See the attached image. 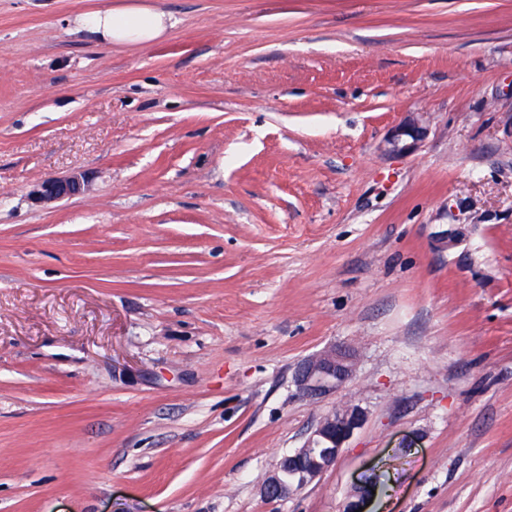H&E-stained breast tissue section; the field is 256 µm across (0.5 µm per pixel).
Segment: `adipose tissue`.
Instances as JSON below:
<instances>
[{
  "label": "adipose tissue",
  "mask_w": 512,
  "mask_h": 512,
  "mask_svg": "<svg viewBox=\"0 0 512 512\" xmlns=\"http://www.w3.org/2000/svg\"><path fill=\"white\" fill-rule=\"evenodd\" d=\"M80 29L109 46H144L162 38L172 24L165 11L142 4L95 9L76 20Z\"/></svg>",
  "instance_id": "ef3b65f1"
}]
</instances>
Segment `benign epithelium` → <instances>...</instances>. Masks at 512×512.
<instances>
[{"label": "benign epithelium", "mask_w": 512, "mask_h": 512, "mask_svg": "<svg viewBox=\"0 0 512 512\" xmlns=\"http://www.w3.org/2000/svg\"><path fill=\"white\" fill-rule=\"evenodd\" d=\"M428 128L419 119L408 117L396 125L388 134L386 144L393 152L407 153L418 146L426 137ZM87 186V178L83 174H72L66 177L47 178L34 184L30 192L37 203L50 204L70 199L83 193ZM354 374V365L349 354L330 349L323 351L301 362L294 374L297 394L309 402L319 401L344 386ZM364 412L357 406H345L334 410L323 417L310 432L300 448L288 455V462L301 464L311 455L314 448L326 441L332 451L319 462L303 470L300 481L294 484L284 482L279 472L281 467L268 475L262 486L265 498L277 500L287 498L302 489L333 466L354 432L364 423Z\"/></svg>", "instance_id": "benign-epithelium-1"}]
</instances>
